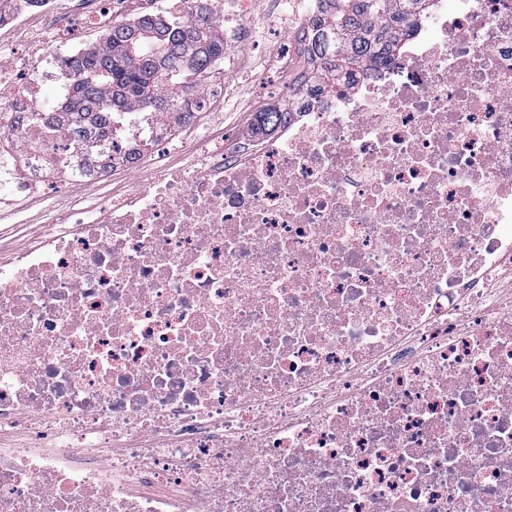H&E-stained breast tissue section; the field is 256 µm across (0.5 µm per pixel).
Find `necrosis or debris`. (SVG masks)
<instances>
[{
	"mask_svg": "<svg viewBox=\"0 0 512 512\" xmlns=\"http://www.w3.org/2000/svg\"><path fill=\"white\" fill-rule=\"evenodd\" d=\"M422 28L128 191L176 115L78 134L0 47V203L71 191L0 257V512H512V0Z\"/></svg>",
	"mask_w": 512,
	"mask_h": 512,
	"instance_id": "obj_1",
	"label": "necrosis or debris"
}]
</instances>
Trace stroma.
Instances as JSON below:
<instances>
[{
    "label": "stroma",
    "instance_id": "stroma-1",
    "mask_svg": "<svg viewBox=\"0 0 512 512\" xmlns=\"http://www.w3.org/2000/svg\"><path fill=\"white\" fill-rule=\"evenodd\" d=\"M55 7L73 14L70 26L60 27L50 15L22 18L13 26L0 28V43L17 45L33 37L56 54L66 55L99 40L102 27L89 22L95 0H55ZM246 23L248 48L236 53L234 67L224 78L227 90L223 97L211 98L199 127L180 130L181 140L191 142L200 137L212 140L230 132L251 135L255 132L256 112L267 106H285L281 75L271 64L268 52L295 42L298 33L291 20L283 17L279 0H263L260 9L252 12ZM45 209L43 200L31 199L16 202L8 211L0 213V246L19 251L43 236L46 221L41 213Z\"/></svg>",
    "mask_w": 512,
    "mask_h": 512
}]
</instances>
